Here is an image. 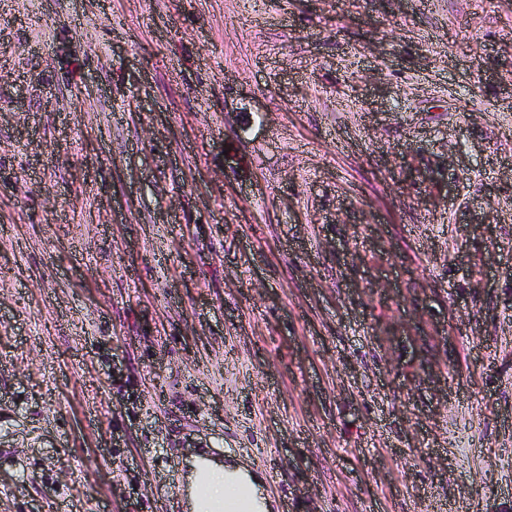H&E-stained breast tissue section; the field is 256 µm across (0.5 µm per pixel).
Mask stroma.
I'll list each match as a JSON object with an SVG mask.
<instances>
[{
	"label": "stroma",
	"mask_w": 512,
	"mask_h": 512,
	"mask_svg": "<svg viewBox=\"0 0 512 512\" xmlns=\"http://www.w3.org/2000/svg\"><path fill=\"white\" fill-rule=\"evenodd\" d=\"M512 512V0H0V512ZM210 468V478L212 477L210 487L215 498L224 499L230 497L241 485H246L250 488L253 498L257 501L259 512H267L268 504L261 494L259 481L247 468L236 464H223L218 461H212ZM237 479L244 480L245 484L239 483ZM197 493L202 503V507L197 512H255L254 500L245 491H241L229 501L224 500V503L219 507H213L210 504L204 482L198 487Z\"/></svg>",
	"instance_id": "35a3bbf8"
}]
</instances>
